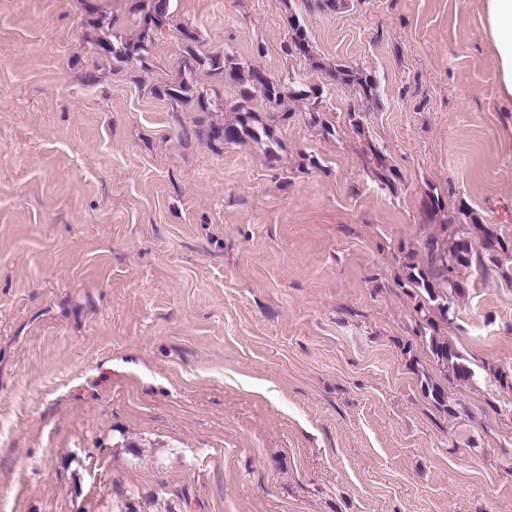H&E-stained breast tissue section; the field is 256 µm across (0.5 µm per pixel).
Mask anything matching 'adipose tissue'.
Returning <instances> with one entry per match:
<instances>
[{
  "label": "adipose tissue",
  "mask_w": 512,
  "mask_h": 512,
  "mask_svg": "<svg viewBox=\"0 0 512 512\" xmlns=\"http://www.w3.org/2000/svg\"><path fill=\"white\" fill-rule=\"evenodd\" d=\"M483 29L496 58L495 80L512 100V0H485Z\"/></svg>",
  "instance_id": "adipose-tissue-1"
}]
</instances>
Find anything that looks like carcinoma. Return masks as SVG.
Wrapping results in <instances>:
<instances>
[{
  "instance_id": "carcinoma-1",
  "label": "carcinoma",
  "mask_w": 512,
  "mask_h": 512,
  "mask_svg": "<svg viewBox=\"0 0 512 512\" xmlns=\"http://www.w3.org/2000/svg\"><path fill=\"white\" fill-rule=\"evenodd\" d=\"M171 0H147L137 8L134 37H124L115 29L117 20L100 15L90 20L98 32L95 47L104 61L135 65L142 70L150 68L151 48L160 36L169 29ZM288 39L284 42L283 53L299 55L315 68H322L312 51L305 23L297 16L289 15ZM183 68L177 76L164 85L155 88V94L171 104L194 110L209 116L215 101L208 89L199 84L198 73L203 72L222 82H231L240 87L243 102L229 120H210L206 136L212 146L234 144H256L273 152L279 144L276 136L278 125L288 119V112H271L264 116L245 105L254 94H260L270 105L281 107L285 99L305 103L310 112V122L329 133V125L321 118L318 105L326 89L322 86L294 85L291 79L268 76L262 69L248 62H242L228 51L201 53L197 48L198 36L187 27L179 30ZM334 81L351 87L359 99L369 101L376 96V81L373 75L359 68L338 64L331 69ZM368 154L369 165L381 185L395 189L397 174L388 165L384 153L371 146ZM426 259L416 260V253H407L402 266L400 286L409 288L415 296V336L436 369L450 384L469 383L475 380L476 372L472 362L441 335V326L451 325L456 318V300L465 293L461 271L472 265L473 260L484 254L494 255L512 251V245L502 239L488 224H481L466 210L440 224V233L429 236L424 243ZM402 352L409 369L417 375L425 398L439 411L452 418L468 414L467 408L448 396L442 383L433 379L425 370L414 352V344L402 345ZM492 382L498 388L512 393V365L491 369Z\"/></svg>"
}]
</instances>
